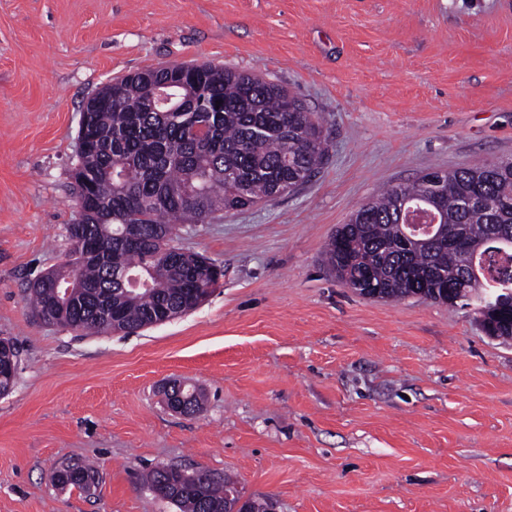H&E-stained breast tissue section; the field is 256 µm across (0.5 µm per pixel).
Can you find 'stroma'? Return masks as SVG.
Instances as JSON below:
<instances>
[{
    "mask_svg": "<svg viewBox=\"0 0 512 512\" xmlns=\"http://www.w3.org/2000/svg\"><path fill=\"white\" fill-rule=\"evenodd\" d=\"M163 63L256 72L323 118L308 183L183 228L208 299L123 336L32 317L70 247L87 98ZM512 159V0H0V512H179L158 465L231 475L277 512H512V341L471 308L365 298L328 270L336 229L431 169ZM204 393L168 411L161 387ZM93 465L90 489L60 486ZM51 478L60 485L87 486L92 479L90 468L79 465H62L53 471ZM62 482L64 484H62ZM65 486V485H64Z\"/></svg>",
    "mask_w": 512,
    "mask_h": 512,
    "instance_id": "35a3bbf8",
    "label": "stroma"
}]
</instances>
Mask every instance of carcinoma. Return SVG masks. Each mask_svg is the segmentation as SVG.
<instances>
[{
	"label": "carcinoma",
	"instance_id": "1",
	"mask_svg": "<svg viewBox=\"0 0 512 512\" xmlns=\"http://www.w3.org/2000/svg\"><path fill=\"white\" fill-rule=\"evenodd\" d=\"M113 80L112 102L89 113L80 171L72 172L83 208L68 227L66 260L74 277L72 306L54 307L52 289L29 285L36 318L82 334H131L168 310L196 308L194 293L215 287L223 270L208 258L175 245L183 224H199L220 211L268 202L306 183L326 155L316 113L285 87L252 74L205 64L177 91L184 117L149 111L145 76ZM438 201L426 200V176L384 191L362 204L336 229L324 250L330 272L360 296L418 297L448 305L474 304L483 330L512 337V313L491 297L512 290V266L496 267L488 284L476 260L491 262L502 246L497 232L512 233V164L433 169ZM95 186L84 193L85 182ZM421 206L446 226L437 244L418 249L400 235L403 203ZM134 269L150 281L137 297L114 278ZM57 483L84 487L90 468L63 465ZM165 489L180 512H224L234 480L201 471L188 485L173 469L146 475Z\"/></svg>",
	"mask_w": 512,
	"mask_h": 512
}]
</instances>
